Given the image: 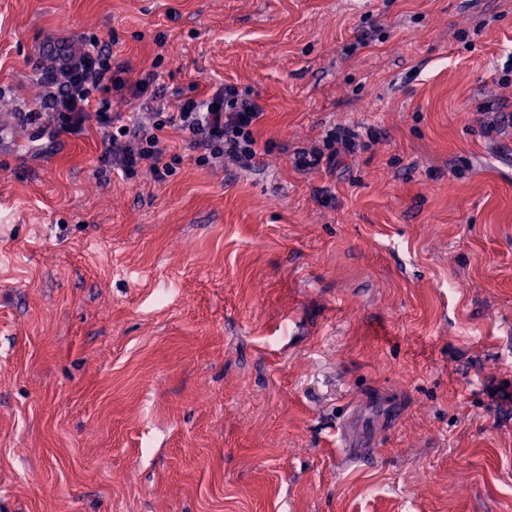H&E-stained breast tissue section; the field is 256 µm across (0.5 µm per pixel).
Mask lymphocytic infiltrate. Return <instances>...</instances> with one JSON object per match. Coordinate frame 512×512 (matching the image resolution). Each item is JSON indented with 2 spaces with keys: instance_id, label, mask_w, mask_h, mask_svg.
Masks as SVG:
<instances>
[{
  "instance_id": "lymphocytic-infiltrate-1",
  "label": "lymphocytic infiltrate",
  "mask_w": 512,
  "mask_h": 512,
  "mask_svg": "<svg viewBox=\"0 0 512 512\" xmlns=\"http://www.w3.org/2000/svg\"><path fill=\"white\" fill-rule=\"evenodd\" d=\"M154 80L150 74L127 84L113 68L112 55L105 48L84 50L47 75L49 91L43 100L48 110L46 127L54 133H75L87 121H96L112 147L114 164L129 180L143 169L159 182L174 175L180 158L170 153L162 137L169 128L184 133L194 145L204 148L200 164L224 158L246 164L255 158L254 128L262 109L256 102L242 98L235 85H224L208 102L186 97L160 106L149 92ZM125 90L140 100L145 112L138 136L132 141L126 140L118 116L111 112L109 99L110 92ZM360 141L354 129L332 128L321 145L298 151L294 165L303 171L334 168L339 155L353 152Z\"/></svg>"
}]
</instances>
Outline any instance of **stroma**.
Returning <instances> with one entry per match:
<instances>
[{"label":"stroma","mask_w":512,"mask_h":512,"mask_svg":"<svg viewBox=\"0 0 512 512\" xmlns=\"http://www.w3.org/2000/svg\"><path fill=\"white\" fill-rule=\"evenodd\" d=\"M51 37L256 158L123 180L34 120ZM510 55L512 0H0V512H512ZM361 141L358 132L349 127L332 128L322 140V146L298 151L294 156V166L299 170H312L336 167L341 154L353 152ZM367 427L359 419L349 421L340 429L341 436V448L343 457L350 463H356L361 460H365L369 454L362 449L358 448L355 432H364Z\"/></svg>","instance_id":"stroma-1"}]
</instances>
